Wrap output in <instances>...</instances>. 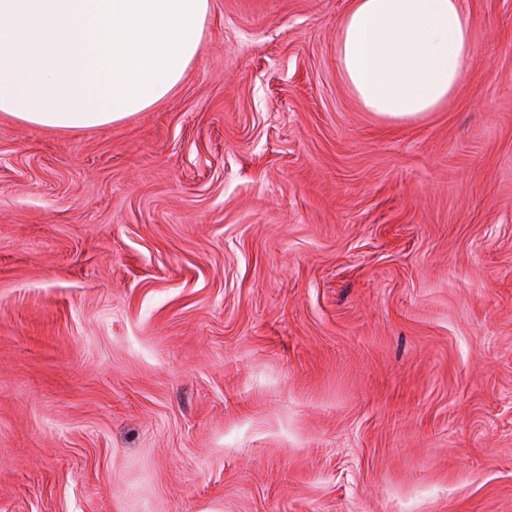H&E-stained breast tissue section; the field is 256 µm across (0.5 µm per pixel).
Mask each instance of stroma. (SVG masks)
<instances>
[{
	"label": "stroma",
	"instance_id": "35a3bbf8",
	"mask_svg": "<svg viewBox=\"0 0 512 512\" xmlns=\"http://www.w3.org/2000/svg\"><path fill=\"white\" fill-rule=\"evenodd\" d=\"M350 0H210L182 83L0 112V512H512V0L368 112Z\"/></svg>",
	"mask_w": 512,
	"mask_h": 512
}]
</instances>
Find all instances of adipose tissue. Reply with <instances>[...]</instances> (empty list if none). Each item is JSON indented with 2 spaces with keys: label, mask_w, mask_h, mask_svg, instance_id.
I'll return each instance as SVG.
<instances>
[{
  "label": "adipose tissue",
  "mask_w": 512,
  "mask_h": 512,
  "mask_svg": "<svg viewBox=\"0 0 512 512\" xmlns=\"http://www.w3.org/2000/svg\"><path fill=\"white\" fill-rule=\"evenodd\" d=\"M210 0H0V112L43 128L112 124L164 99L198 55ZM460 0H351L338 61L363 107L434 111L474 54Z\"/></svg>",
  "instance_id": "adipose-tissue-1"
}]
</instances>
